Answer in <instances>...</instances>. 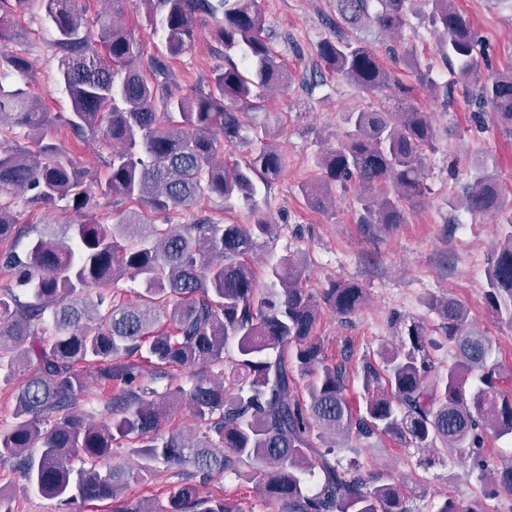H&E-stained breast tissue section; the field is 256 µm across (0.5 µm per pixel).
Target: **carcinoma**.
<instances>
[{"mask_svg": "<svg viewBox=\"0 0 512 512\" xmlns=\"http://www.w3.org/2000/svg\"><path fill=\"white\" fill-rule=\"evenodd\" d=\"M124 2L112 0V11L97 18L102 53L79 0H3L0 11V127L18 128L39 144L32 153L0 143V190L29 192L28 202L46 208L62 200L76 210L98 207L86 172L45 142L57 117L27 89L34 62L11 48L19 36L15 19L42 5L55 27L58 76L72 105L66 123L77 135L99 132L112 144L101 193L134 204L108 228L49 225L26 258L0 254V266L14 277L0 290V379L25 377L15 422L0 429V464L18 468L45 497L66 503L113 499L128 473L112 468L102 474L99 465L127 441L141 459L143 477L157 463L190 467L202 482L237 474L257 480L278 512H414L398 485H374L358 470L336 466L328 458L334 445L314 447L316 430L364 441L389 435L417 448L440 445L484 468L488 439H512V367L493 358L492 341L462 303L432 302L453 349L447 369L434 366L423 324L402 320L398 345L378 352L381 364L363 361L361 402L355 404L345 394L346 366L327 361L314 330L323 305L341 318L356 314L366 302L361 284L337 282L317 300L302 285L299 263L283 257L258 287L248 260L274 230L259 213L250 224H221L207 214L192 224L152 222L205 199L256 209L251 175H279L285 157L267 143L245 166H230L224 145L245 139L243 112L255 100L291 86L295 76L263 35L256 0H139L146 21L163 31L169 55L191 48L207 23L224 49L241 51V62L224 57L206 86L174 92L162 61L146 72L134 66L141 48L118 21ZM423 2L430 26L445 37V64L457 61L459 77L477 87V114L512 129V69L482 75L470 21L455 0ZM407 3L336 0V18L329 20L336 37L319 44V56L360 91L386 93L395 78L362 32L371 26L401 30ZM393 56L413 72L417 90L448 94L412 50ZM13 76L24 86L8 83ZM344 122L351 127L347 140L319 159L322 181L301 192L320 211L331 186L354 182L360 223L390 232L423 204L426 150L436 140L430 113L408 88L377 109L345 113ZM453 205L497 214L509 227L490 251L484 297L488 311L512 327V191L484 169ZM23 233L14 214L0 206V243ZM125 276L141 281L140 302L86 295ZM17 288L29 300L21 301ZM230 340L237 357L227 379L216 382L201 370L189 388L162 395L141 382L130 361L145 352L144 361L170 367L219 365ZM89 361L104 365L102 379L122 385L100 422L75 410L87 387L77 366ZM303 376L310 380L301 395L297 378ZM181 403L194 421L191 436L163 434L170 409ZM75 458L85 464L77 472ZM316 470L319 488L311 493L304 476ZM502 489L512 493V465L497 470L486 494ZM121 512L242 509L224 498L200 497L199 485L185 480L167 504L133 501Z\"/></svg>", "mask_w": 512, "mask_h": 512, "instance_id": "obj_1", "label": "carcinoma"}]
</instances>
